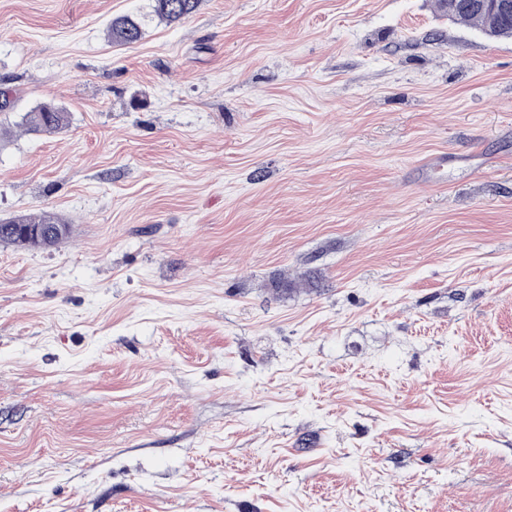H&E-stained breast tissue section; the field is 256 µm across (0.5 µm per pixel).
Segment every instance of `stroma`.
<instances>
[{
    "mask_svg": "<svg viewBox=\"0 0 512 512\" xmlns=\"http://www.w3.org/2000/svg\"><path fill=\"white\" fill-rule=\"evenodd\" d=\"M1 89L0 217L72 233L0 244V512H512V39L0 0ZM143 29L141 22L130 16L122 15L112 19L107 28V36L112 43L126 45L139 41ZM70 124V114L62 107L45 103L41 106L26 112L22 116L21 125L27 132L32 133H56ZM40 227L44 232L54 230L56 226L62 228V235L57 237L54 233L45 234L44 237L37 240L26 237L19 231L20 227ZM70 234L69 224H65L63 219L54 212L42 211L33 215H15L9 218H0V243H9L26 248H41L55 245L61 240L67 238Z\"/></svg>",
    "mask_w": 512,
    "mask_h": 512,
    "instance_id": "35a3bbf8",
    "label": "stroma"
}]
</instances>
